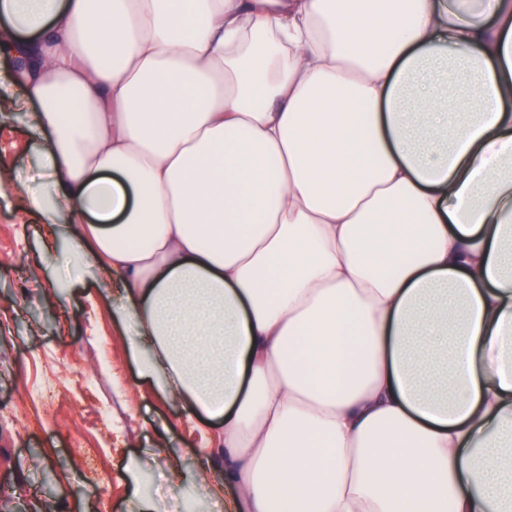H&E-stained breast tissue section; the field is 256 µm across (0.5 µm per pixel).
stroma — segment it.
<instances>
[{"mask_svg": "<svg viewBox=\"0 0 512 512\" xmlns=\"http://www.w3.org/2000/svg\"><path fill=\"white\" fill-rule=\"evenodd\" d=\"M42 143L0 111V167L39 181ZM47 225L15 192L0 196V512H127L137 459L157 499L203 461L192 421L149 393L92 282L56 263Z\"/></svg>", "mask_w": 512, "mask_h": 512, "instance_id": "35a3bbf8", "label": "stroma"}]
</instances>
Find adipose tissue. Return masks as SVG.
Instances as JSON below:
<instances>
[{
    "label": "adipose tissue",
    "mask_w": 512,
    "mask_h": 512,
    "mask_svg": "<svg viewBox=\"0 0 512 512\" xmlns=\"http://www.w3.org/2000/svg\"><path fill=\"white\" fill-rule=\"evenodd\" d=\"M0 0V169L225 512H512V0ZM41 148V140L34 136L22 114L1 109L0 167H12L37 183Z\"/></svg>",
    "instance_id": "obj_1"
}]
</instances>
